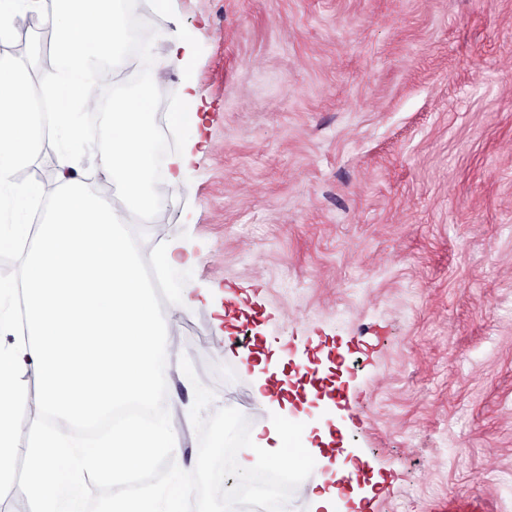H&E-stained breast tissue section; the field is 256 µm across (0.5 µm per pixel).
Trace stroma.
Returning a JSON list of instances; mask_svg holds the SVG:
<instances>
[{
	"label": "stroma",
	"instance_id": "obj_1",
	"mask_svg": "<svg viewBox=\"0 0 512 512\" xmlns=\"http://www.w3.org/2000/svg\"><path fill=\"white\" fill-rule=\"evenodd\" d=\"M146 27L158 164L194 136L169 122L189 80L212 147L161 215L195 266L154 268L153 225L128 234L158 310L176 281L210 294L180 340L211 410L252 402L219 348L232 295L264 364L315 360L321 388L349 387L316 416L373 473L361 512L454 494L512 512V0H169ZM50 40L37 15L4 49L37 94ZM165 373L153 418L194 402L178 361Z\"/></svg>",
	"mask_w": 512,
	"mask_h": 512
}]
</instances>
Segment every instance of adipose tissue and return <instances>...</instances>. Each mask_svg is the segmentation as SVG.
<instances>
[{"mask_svg": "<svg viewBox=\"0 0 512 512\" xmlns=\"http://www.w3.org/2000/svg\"><path fill=\"white\" fill-rule=\"evenodd\" d=\"M28 11L44 15L54 33L44 80L53 109L41 121L26 61L0 57V251L30 245L17 276L0 281V332L13 336L0 343V486L12 480L21 452L33 512H83L84 477L94 472L99 447L111 449L113 473H133L146 458L169 455L188 418L180 406L157 421L130 416L98 446L78 433L117 407L151 405L163 361L182 352V322L200 299L184 289L168 310L158 311L127 230L155 224L157 262L195 264L192 249L166 240L159 224L181 192L190 157H173L166 176L155 177L153 97L122 94L113 99L112 122L95 147L104 181L71 178L69 159L83 146L78 113L99 111L95 86L114 83L122 71L136 73L144 60L124 53L121 0H0L1 43ZM45 141L61 154L58 175L17 182V171ZM40 203L47 209L39 224L20 223V215ZM27 373L41 390L32 409L22 384ZM252 384L250 413L259 423L252 447L237 454L242 474L272 453L287 457L297 433L295 426L264 421L274 403L272 384L263 377Z\"/></svg>", "mask_w": 512, "mask_h": 512, "instance_id": "obj_1", "label": "adipose tissue"}]
</instances>
